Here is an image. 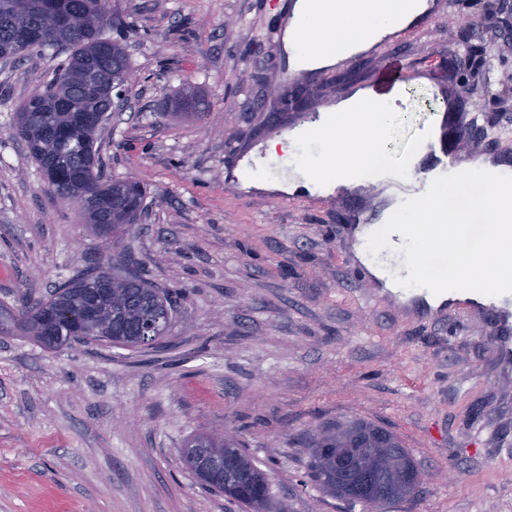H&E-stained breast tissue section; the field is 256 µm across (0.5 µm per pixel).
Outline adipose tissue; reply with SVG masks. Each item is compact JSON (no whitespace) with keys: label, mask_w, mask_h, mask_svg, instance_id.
Segmentation results:
<instances>
[{"label":"adipose tissue","mask_w":512,"mask_h":512,"mask_svg":"<svg viewBox=\"0 0 512 512\" xmlns=\"http://www.w3.org/2000/svg\"><path fill=\"white\" fill-rule=\"evenodd\" d=\"M420 0H297L285 34V48L299 69L326 68L369 48L410 23ZM398 90L354 91L323 107L315 121L262 144L266 159L282 173L276 181L253 177L248 165L234 172L244 188L316 194L384 185L413 174L436 141L427 130L402 166L389 156L391 132L401 113ZM496 167L477 163L471 171L437 176L415 199L395 198L385 210L390 233L416 245L415 274L432 282L426 303L440 307L459 298L486 304L489 292L512 296V185L493 186ZM461 231L447 248L446 227Z\"/></svg>","instance_id":"adipose-tissue-1"}]
</instances>
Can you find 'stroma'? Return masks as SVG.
I'll return each instance as SVG.
<instances>
[{"mask_svg": "<svg viewBox=\"0 0 512 512\" xmlns=\"http://www.w3.org/2000/svg\"><path fill=\"white\" fill-rule=\"evenodd\" d=\"M284 2L110 0L109 35L136 78L95 146L105 177L147 188L118 249L175 312L148 350L0 335V512H242L184 461L189 437L219 430L268 473L286 512H361L310 481L302 446L309 429L355 418L397 433L424 476L391 512H512V367L498 358L495 317L426 316L370 287L349 216L377 219L380 190L340 191L338 209L225 183L239 153L303 121L261 97L284 82L268 52ZM431 2L428 33L339 63L311 100L316 112L376 86L387 57H400L411 80L391 133L396 162L435 121L429 99L449 75L466 77L462 40L494 55L495 80L512 76V55L497 54L472 10ZM67 58L47 48L0 61L5 311L118 250L60 202L15 132L18 107ZM187 84L200 106L180 117ZM486 113V154L512 152V112Z\"/></svg>", "mask_w": 512, "mask_h": 512, "instance_id": "stroma-1", "label": "stroma"}]
</instances>
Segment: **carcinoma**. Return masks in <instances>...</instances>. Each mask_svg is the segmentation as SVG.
I'll return each instance as SVG.
<instances>
[{"label": "carcinoma", "instance_id": "carcinoma-1", "mask_svg": "<svg viewBox=\"0 0 512 512\" xmlns=\"http://www.w3.org/2000/svg\"><path fill=\"white\" fill-rule=\"evenodd\" d=\"M110 12L109 0H0V58L7 60L35 48L62 45L70 50L67 63L45 89L34 92L17 112L16 133L59 196L74 194L86 223L102 238L117 239L119 231L137 224L145 213L146 188L136 177L107 181L94 150L96 114L112 111V90L93 74L121 81L131 71L123 46L105 37L101 19ZM84 275L59 285L46 300L24 303L20 320L0 331L18 330L41 340L43 331L79 336L86 341L136 348L138 321L152 320L158 311H171L169 293L135 277H118L120 294L104 312L112 322L94 321L82 309ZM323 438L307 434L311 481L325 492L363 512L406 501L419 491L420 471L400 437L373 422L349 420L321 427ZM365 442L356 461L342 466L337 452ZM214 448H233L224 460V480H205L208 487L252 510L276 512L268 477L228 434Z\"/></svg>", "mask_w": 512, "mask_h": 512}]
</instances>
